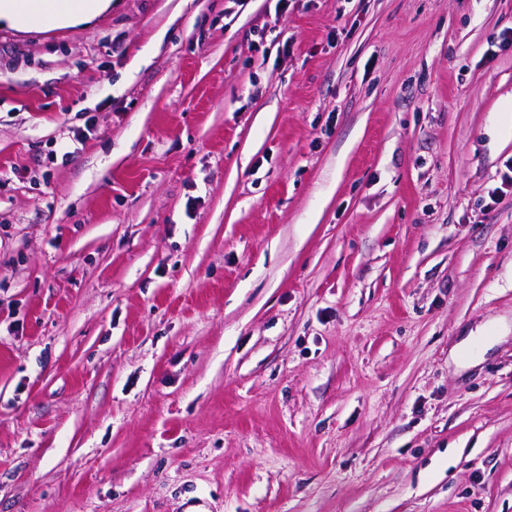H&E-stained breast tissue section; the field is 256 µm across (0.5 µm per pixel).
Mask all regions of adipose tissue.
<instances>
[{
    "label": "adipose tissue",
    "mask_w": 512,
    "mask_h": 512,
    "mask_svg": "<svg viewBox=\"0 0 512 512\" xmlns=\"http://www.w3.org/2000/svg\"><path fill=\"white\" fill-rule=\"evenodd\" d=\"M111 5L112 0H0V22L20 32L74 28L91 23Z\"/></svg>",
    "instance_id": "ef3b65f1"
}]
</instances>
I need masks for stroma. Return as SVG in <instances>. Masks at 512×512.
<instances>
[{"instance_id": "stroma-1", "label": "stroma", "mask_w": 512, "mask_h": 512, "mask_svg": "<svg viewBox=\"0 0 512 512\" xmlns=\"http://www.w3.org/2000/svg\"><path fill=\"white\" fill-rule=\"evenodd\" d=\"M511 30L1 26L0 512H512Z\"/></svg>"}]
</instances>
